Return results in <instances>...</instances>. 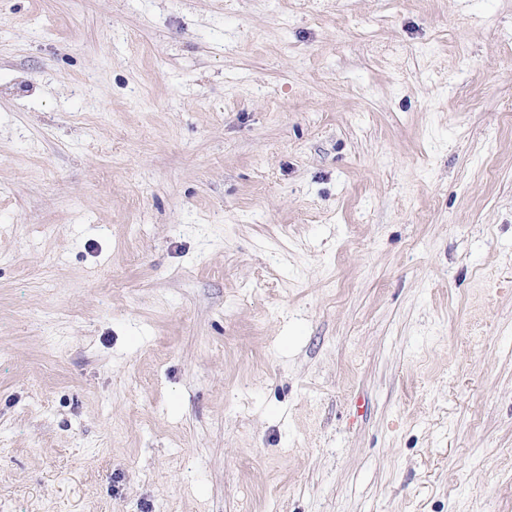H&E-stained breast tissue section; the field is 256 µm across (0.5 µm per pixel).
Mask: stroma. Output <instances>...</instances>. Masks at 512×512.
Masks as SVG:
<instances>
[{
    "label": "stroma",
    "mask_w": 512,
    "mask_h": 512,
    "mask_svg": "<svg viewBox=\"0 0 512 512\" xmlns=\"http://www.w3.org/2000/svg\"><path fill=\"white\" fill-rule=\"evenodd\" d=\"M0 512H512V0H0Z\"/></svg>",
    "instance_id": "1"
}]
</instances>
